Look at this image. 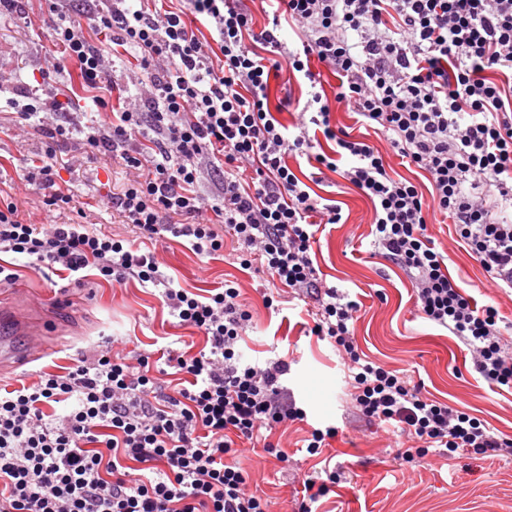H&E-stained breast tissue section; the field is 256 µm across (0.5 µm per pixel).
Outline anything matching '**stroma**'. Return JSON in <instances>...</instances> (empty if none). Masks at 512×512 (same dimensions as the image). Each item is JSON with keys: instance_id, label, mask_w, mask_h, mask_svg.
Listing matches in <instances>:
<instances>
[{"instance_id": "1", "label": "stroma", "mask_w": 512, "mask_h": 512, "mask_svg": "<svg viewBox=\"0 0 512 512\" xmlns=\"http://www.w3.org/2000/svg\"><path fill=\"white\" fill-rule=\"evenodd\" d=\"M47 0H24L19 13L0 20V190L7 192L31 224H69L85 217L105 225L117 238L136 241L133 225L122 223L106 207L125 180L123 168L107 156L82 157L81 131L99 122L93 90L83 87L74 61L50 56L51 31ZM67 85L78 107L65 119L67 137L55 145L56 174L73 183L69 208L48 211L43 192L26 175L46 141L30 128L14 127L11 112L27 85L37 78ZM333 120L357 139L385 150L386 161L420 189L429 183L422 171L401 165L388 153L383 136L362 126L355 114L340 110ZM313 193L341 209L342 220L322 225L313 246L314 265L323 286L337 289L359 303L352 330L361 349L374 362L403 371L428 398L479 418L499 435L512 437V390L489 386L468 366L469 354L448 330L421 317L408 276L379 256L373 245L370 200L334 173L322 179L304 159H289ZM427 235L448 257V273L478 305L498 309L499 327L512 347V292L495 288L484 276L452 224L433 220ZM161 268L175 287L197 293L235 281L253 315L237 349L242 362L266 365L282 359L289 370L281 379L286 401L305 411L304 420L276 426L270 439L287 453L281 462L262 449L241 443L234 456L247 477L250 492L267 499L269 512H512V457L435 454L413 463L398 457L404 441L399 428L364 421L355 409L346 383L347 369L330 339L311 333L314 299L292 294L277 308L265 305L275 289L266 277L240 267L237 245L225 240L213 256L196 255L172 240L157 243ZM0 264L16 267L20 301L43 309L57 325L49 344L51 355L20 369L0 373V388L11 390L36 380L40 372L65 373L93 345L111 342L114 351L160 356L171 350L200 351L203 337L178 326L163 302L162 286L130 280L114 285L103 280L77 288L61 274L26 264L24 258L0 253ZM336 427L321 454H309L306 440L313 429ZM335 466L340 480L328 494L308 500L306 480L323 477Z\"/></svg>"}]
</instances>
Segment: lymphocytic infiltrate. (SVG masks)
<instances>
[{
  "label": "lymphocytic infiltrate",
  "instance_id": "1",
  "mask_svg": "<svg viewBox=\"0 0 512 512\" xmlns=\"http://www.w3.org/2000/svg\"><path fill=\"white\" fill-rule=\"evenodd\" d=\"M157 12L149 0H52V44L96 90L101 123L88 126L85 154L112 156L127 180L111 204L149 242L180 239L209 256L232 237L243 267L272 284L320 299L312 332L334 339L345 356L351 396L369 421L397 425L412 444L405 462L437 450L452 457L512 455L468 413L427 398L403 373L365 360L351 323L356 301L321 289L310 252L321 225L342 219L319 204L288 164L303 157L349 181L373 204V245L402 268L420 313L467 348L489 385L512 389V353L499 312L480 307L449 276L446 257L426 234L443 215L496 287L512 282V0H275L272 25L253 29L251 13L229 0H179ZM299 48L288 49L282 22ZM140 55L129 85L112 82L114 66L88 31ZM336 72L334 93L312 69ZM303 76L309 97L293 125L274 115L271 82ZM131 94L122 111L110 95ZM66 89L24 92L15 123L36 129L50 146L38 158L49 211L74 199L57 185L52 141L64 137ZM344 108L386 138L392 152L424 171L417 186L389 171L379 149L333 128ZM336 142L337 155L314 152L309 126ZM216 177L211 200L196 187ZM495 187L487 202L482 189ZM14 253L83 285L86 268L117 284L163 285L180 325L205 337L207 350L180 353L187 385L166 394L148 355L112 349L76 359L63 375L0 394V512H268L231 463L238 441L303 419L281 398L288 363H242L235 343L252 324L233 282L202 296L173 287L154 251L112 237L94 224H29L0 196V253Z\"/></svg>",
  "mask_w": 512,
  "mask_h": 512
}]
</instances>
